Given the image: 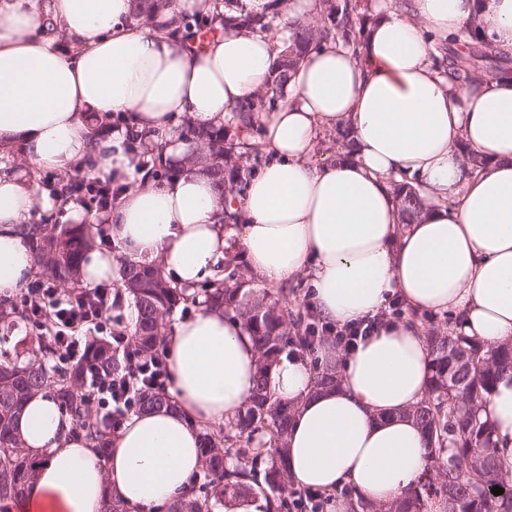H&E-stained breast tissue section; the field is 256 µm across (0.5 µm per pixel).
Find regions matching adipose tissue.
<instances>
[{"label":"adipose tissue","mask_w":512,"mask_h":512,"mask_svg":"<svg viewBox=\"0 0 512 512\" xmlns=\"http://www.w3.org/2000/svg\"><path fill=\"white\" fill-rule=\"evenodd\" d=\"M215 0H173L153 23L130 24L134 0H0V143L38 166L128 181L104 217L128 258L161 266L177 283L212 279L237 237L250 275L277 286L302 277L321 317L343 325L399 297L414 311L455 314L454 330L484 345L512 341V72L460 87L435 68V39L482 38L512 55V0H411L402 11L373 5L358 48L329 39L292 74L286 98L263 119L266 164L224 225L211 178L185 172L178 120L223 125L232 109L268 86L278 34L228 33L196 46L169 32L172 17L211 12ZM52 15L75 46L43 35ZM131 118L165 144L174 176L139 170L123 133L93 135L94 117ZM348 129L350 155L312 163L325 129ZM484 164L467 173L464 149ZM417 178L427 206L405 222L393 182ZM25 172L0 175V294L20 289L32 254L16 232L36 211L58 208ZM171 406L130 413L99 458L46 392L26 403L17 427L39 459L22 512H155L187 490L201 465L200 429L234 419L256 381L257 349L241 322L201 305L166 338ZM340 383L320 388L307 360L280 357L272 395L293 408L287 475L333 492L350 484L386 503L412 487L432 460L406 418L430 377L425 330L391 320L356 351L333 347ZM496 429V456L512 478V376L480 407Z\"/></svg>","instance_id":"ef3b65f1"}]
</instances>
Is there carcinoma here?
Wrapping results in <instances>:
<instances>
[{
    "mask_svg": "<svg viewBox=\"0 0 512 512\" xmlns=\"http://www.w3.org/2000/svg\"><path fill=\"white\" fill-rule=\"evenodd\" d=\"M133 17L149 21L169 6L170 0H137ZM366 0H320L321 21L290 22L289 44L275 62L271 85L262 93L240 104L232 112V123L248 138L233 140L228 130L200 127L186 123V135L192 146L182 169L201 167L212 179L222 197L243 194L253 173L251 161L258 148L251 136L260 131L261 115L272 110L299 62L321 42L337 36L358 44L370 15ZM269 21L264 15H228L215 11L192 19L183 18L175 32L185 37L204 28L265 30ZM474 49L466 53L441 51L434 57L436 66L458 86H465L499 71L487 68L486 61L495 57L492 46L470 26ZM84 189L69 173L57 177L56 194L68 199ZM400 208L412 220L423 213L425 202L419 186L404 182L395 186ZM18 233L34 256L35 280L20 301L0 299V321L25 316L26 305L41 288L52 280L72 289L81 287L82 266L86 254L97 245L94 225L59 226L44 220L18 225ZM121 286L127 294L135 318L127 333V343L143 356L159 355L164 350V318L176 307L200 299L239 319L255 339L258 353L256 387L246 407L225 425L223 439L206 430L200 448L205 479L169 504L166 512H215L219 505L252 490L264 482L266 497L274 504L273 512H290L282 497L286 469L283 456L290 408L272 397L266 379L272 365L289 346L303 353L316 349L312 316L288 311V305L267 301V295L249 286L241 278L235 255L224 256L218 278L199 289L169 281L154 263L127 259L120 270ZM433 357L428 396L405 412L427 437L429 454L435 470L424 475L418 484L399 499L376 504L349 488L344 491L347 512H512V488L505 485L495 456L494 426L479 415L480 404L500 378L512 372V342L485 348L464 336L432 332L427 335ZM458 345L469 352L478 365L448 372V347ZM59 350L48 337L31 351L25 361L0 352V512H12L20 506L27 484L34 478L38 459L24 449L16 422L25 403L37 392L48 391L60 400L75 421L76 431L83 434L91 448L105 456L109 436L96 425L88 412L89 400L84 392L87 371L116 377L127 371L128 358L120 348L93 338L84 359L64 368L53 365ZM134 408L145 411L170 404L164 390L144 388L133 398ZM267 458L263 479H258L256 462ZM504 489L494 495L491 489Z\"/></svg>",
    "mask_w": 512,
    "mask_h": 512,
    "instance_id": "cac0c4a2",
    "label": "carcinoma"
}]
</instances>
